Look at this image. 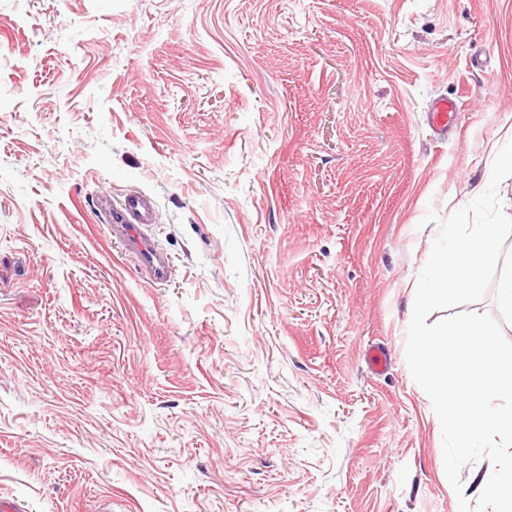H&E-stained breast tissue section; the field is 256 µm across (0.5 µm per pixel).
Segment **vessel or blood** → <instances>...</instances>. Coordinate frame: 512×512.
<instances>
[{"instance_id": "b4317fda", "label": "vessel or blood", "mask_w": 512, "mask_h": 512, "mask_svg": "<svg viewBox=\"0 0 512 512\" xmlns=\"http://www.w3.org/2000/svg\"><path fill=\"white\" fill-rule=\"evenodd\" d=\"M458 110L456 100L439 99L431 111L433 125L443 131L454 127ZM95 211L101 222L107 225L112 238L124 243L139 270L152 283L162 284L169 280L172 260L151 234V226L155 221V203L148 195L133 191L116 201L111 195L102 193L96 198Z\"/></svg>"}]
</instances>
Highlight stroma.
<instances>
[{"instance_id": "stroma-1", "label": "stroma", "mask_w": 512, "mask_h": 512, "mask_svg": "<svg viewBox=\"0 0 512 512\" xmlns=\"http://www.w3.org/2000/svg\"><path fill=\"white\" fill-rule=\"evenodd\" d=\"M510 141L512 0H0V502H477L490 463L454 492L406 331ZM131 190L165 284L95 215ZM459 106L456 99L442 98L436 101L431 111L434 126L448 133V128H454Z\"/></svg>"}]
</instances>
